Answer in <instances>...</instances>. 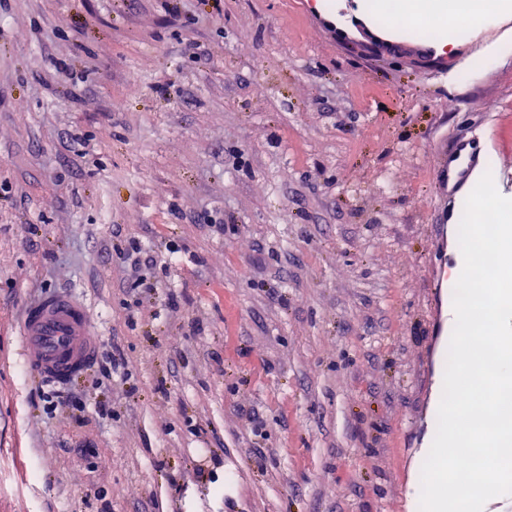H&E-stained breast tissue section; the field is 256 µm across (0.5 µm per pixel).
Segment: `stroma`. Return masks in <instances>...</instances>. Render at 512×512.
<instances>
[{
    "mask_svg": "<svg viewBox=\"0 0 512 512\" xmlns=\"http://www.w3.org/2000/svg\"><path fill=\"white\" fill-rule=\"evenodd\" d=\"M370 2L0 0V512H419L437 162L512 196V9L418 66ZM56 292L117 370L29 373ZM475 135L458 141L453 147L448 161L440 169V184L448 187L454 195L467 193L474 185L473 174L476 168L474 143Z\"/></svg>",
    "mask_w": 512,
    "mask_h": 512,
    "instance_id": "stroma-1",
    "label": "stroma"
}]
</instances>
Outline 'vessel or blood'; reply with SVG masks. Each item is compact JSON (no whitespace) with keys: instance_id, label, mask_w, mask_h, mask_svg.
<instances>
[{"instance_id":"obj_1","label":"vessel or blood","mask_w":512,"mask_h":512,"mask_svg":"<svg viewBox=\"0 0 512 512\" xmlns=\"http://www.w3.org/2000/svg\"><path fill=\"white\" fill-rule=\"evenodd\" d=\"M474 138L458 141L440 169L452 193H467L476 168ZM25 364L32 373L64 380L88 365L97 344L95 324L83 299L50 294L29 304L20 320Z\"/></svg>"}]
</instances>
